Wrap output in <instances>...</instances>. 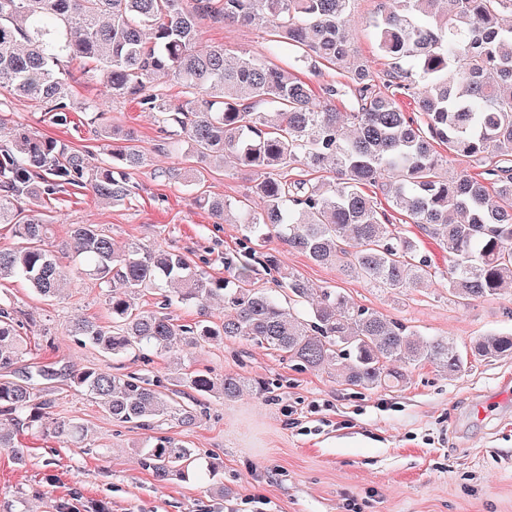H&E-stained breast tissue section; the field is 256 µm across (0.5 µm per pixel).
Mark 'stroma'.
I'll return each instance as SVG.
<instances>
[{
	"mask_svg": "<svg viewBox=\"0 0 512 512\" xmlns=\"http://www.w3.org/2000/svg\"><path fill=\"white\" fill-rule=\"evenodd\" d=\"M379 0H358L350 27L355 46L372 72L387 60L372 43L365 21ZM203 42L233 53L249 52L293 67L288 52H271L266 29L209 18ZM77 125L60 126L34 101L0 90V141L19 125L83 151L89 167L108 156L99 124L83 103H100L103 122L134 133L146 156L131 180L130 199L107 204L85 188L45 204L52 222L50 248L65 272L60 297L46 300L26 283H0L7 298L30 318L23 334L31 358L54 363L63 376L48 394L55 414L81 419L85 440L73 443L31 429L15 434V450L0 448V512H512V358L473 363L455 375L436 365L405 366L404 386L367 390L328 369L301 370L281 352L243 339L204 347L179 346L174 354L108 357L67 334L72 319L110 323L108 290L80 276L69 246L70 228L93 224L117 245L131 241L180 251L209 261L224 276L225 255L239 251L235 215L217 222L195 202L197 191L161 178L181 152L155 149L158 115L131 99L107 98L83 69L68 79ZM276 271L259 272L256 284L273 287L293 272L314 289L334 288L356 305L401 321L429 337L464 346L493 330H512V288L499 297L461 305L439 282L386 292L320 265L270 239ZM96 368L171 379L178 369L238 374L249 384L236 398L206 400L196 421L165 420L141 427L112 420L92 396L71 388V372ZM170 436L194 448L200 463L184 478L157 480L144 464V448Z\"/></svg>",
	"mask_w": 512,
	"mask_h": 512,
	"instance_id": "stroma-1",
	"label": "stroma"
}]
</instances>
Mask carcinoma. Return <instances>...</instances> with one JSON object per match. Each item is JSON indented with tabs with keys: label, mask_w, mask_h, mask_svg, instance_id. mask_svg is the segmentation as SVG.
<instances>
[{
	"label": "carcinoma",
	"mask_w": 512,
	"mask_h": 512,
	"mask_svg": "<svg viewBox=\"0 0 512 512\" xmlns=\"http://www.w3.org/2000/svg\"><path fill=\"white\" fill-rule=\"evenodd\" d=\"M193 2L185 10L181 0H0V88L38 102L66 126L72 116L66 76L79 62L111 98L132 97L162 115L159 150L171 144L168 126L180 128L188 151L162 177L198 188L205 181L201 163L216 157L249 174L262 203L258 211L241 203L242 251L224 257L234 270L227 277L176 250L137 242L120 247L92 224L74 225L78 273L119 287L107 301L112 325L76 319L70 335L113 356L168 352L178 336L195 346L240 338L304 368H332L366 389L405 383L396 363L430 362L451 376L471 360L511 357L512 333L491 331L461 351L448 338H422L333 289L313 299L293 273L278 281L284 303L253 287L250 263L277 269L263 251L274 235L317 263L390 292L438 277L448 299L466 304L512 285V0H381L369 21L377 50L390 60L381 75L364 64L349 29L356 0ZM213 15L268 28L296 65L332 66L350 82L327 83L317 93L289 70L207 45L200 21ZM160 77L182 87L177 106L161 94L142 95ZM404 96L416 101L422 121L403 111ZM262 104L272 111H259ZM99 140L110 161L91 171L83 152L26 128L0 145V224L10 225L14 239L0 249V280L21 279L40 297H55L65 273L48 249L51 220L42 204L70 186H88L107 203L131 197V171L144 163L135 137L105 126ZM437 144L479 172L444 176ZM293 169L317 177L291 181ZM377 185L392 207L448 249V271L393 229L387 210L366 193ZM197 199L219 217L231 206L204 191ZM148 289L167 290L166 306H197L200 320L179 325L163 312L139 309ZM213 300L224 305L218 323L205 312ZM23 327L22 312L0 302V370H13L0 377V448L13 447L19 427L83 437L78 420L56 417L53 401L42 398L40 386L55 381L57 370L25 363ZM70 380L118 423L195 418L161 384L134 374L88 369ZM247 385L242 376L210 370L173 379L178 393L215 400ZM145 457L161 481L197 462L193 449L168 436L154 438Z\"/></svg>",
	"instance_id": "cac0c4a2"
}]
</instances>
